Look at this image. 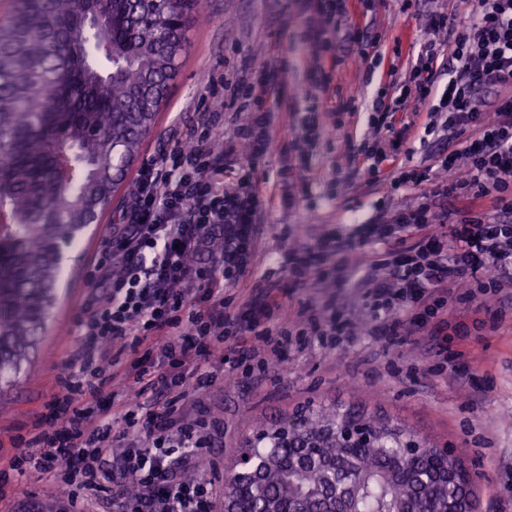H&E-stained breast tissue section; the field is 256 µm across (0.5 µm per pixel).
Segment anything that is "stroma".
<instances>
[{"label":"stroma","mask_w":512,"mask_h":512,"mask_svg":"<svg viewBox=\"0 0 512 512\" xmlns=\"http://www.w3.org/2000/svg\"><path fill=\"white\" fill-rule=\"evenodd\" d=\"M369 3L356 21L376 38L370 53L382 62L369 66L346 30L337 32L331 102L339 104L355 89L361 93L360 106L337 112L334 129L302 146L299 159L318 175V183L294 207L278 202L263 209L247 270L225 291L238 306L269 288L289 316L315 312L351 323L354 334L321 341L293 338L269 357L264 372L251 375L238 370V354L233 343H226L212 359L215 378L204 394L212 415L224 421V437L215 441L211 458L219 467L231 465L256 423L278 422L307 402L354 406L386 413L434 445L453 447L466 468L480 475L477 512H512V299L467 296L447 304L435 334L384 340L362 296L337 272L335 260L324 262L319 288L301 286L288 271L290 249L319 251L336 235L355 231L358 221L417 205L428 191L422 185L389 195L373 182L370 162L361 155L371 131L365 106L387 81L389 62L407 73L426 36L427 15L450 6L448 0H420L406 11L401 0ZM200 11L206 20L188 34L167 105L143 144V157L172 143L175 132L198 121L201 113L221 110L220 97L207 83L211 74L254 66L278 45L290 47L280 77L285 94L299 100L305 96L311 23L307 0H201ZM429 109L420 104L404 144L412 166L430 165L431 155L443 147L465 145L461 139L450 142L426 134ZM133 186V175H126L96 234L64 251L56 301L35 348L15 382L0 390L8 405L0 414L2 451H10L12 438L25 433L43 412L56 377L80 345L73 319L96 293L88 271L102 249L107 224L119 221ZM475 347L486 350V361H471L469 352Z\"/></svg>","instance_id":"1"}]
</instances>
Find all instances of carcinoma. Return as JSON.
<instances>
[{"instance_id":"carcinoma-1","label":"carcinoma","mask_w":512,"mask_h":512,"mask_svg":"<svg viewBox=\"0 0 512 512\" xmlns=\"http://www.w3.org/2000/svg\"><path fill=\"white\" fill-rule=\"evenodd\" d=\"M198 0H11L0 21V384L35 345L72 246L137 160ZM364 426L374 444L343 440ZM377 413L308 405L259 425L224 474V512H444L461 461Z\"/></svg>"}]
</instances>
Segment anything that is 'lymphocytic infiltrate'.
<instances>
[{
    "label": "lymphocytic infiltrate",
    "mask_w": 512,
    "mask_h": 512,
    "mask_svg": "<svg viewBox=\"0 0 512 512\" xmlns=\"http://www.w3.org/2000/svg\"><path fill=\"white\" fill-rule=\"evenodd\" d=\"M316 21L310 37L306 79L311 103L302 127L306 138L326 133L332 109L326 97L333 72L321 63L341 25L350 23L348 0H308ZM429 39L420 43L397 96L380 88L372 110L380 117L427 102L463 150L440 154L436 166L403 168L379 183L386 192L435 183V195L470 194L490 199L492 210L460 216L429 203L372 219L363 235L337 236L330 244L339 269L363 290L374 321L391 335H412L403 318L417 310L424 322L441 317L473 276L483 286L501 287L512 269V0H455L451 13L427 16ZM448 60V82L436 86L440 58ZM257 77L221 74L216 79L224 107L245 113L232 141L224 139L221 114L186 128L173 145L160 147L139 170L121 223L110 225L105 248L89 278L108 293L85 305L74 325L81 347L58 376L44 413L0 455V499L17 474L42 475L46 491L67 486L60 512H87L89 501L110 493L120 512H221L217 479L186 478L187 469L207 461L209 424L202 391L213 375L210 360L228 338L242 341L248 358L265 357L291 337L343 336L345 326L311 314L288 320L271 294L240 308L224 297L250 260L256 216L272 198L261 180L230 183L228 171L242 160L259 163L271 151L272 104L299 111L286 100L279 70L264 61ZM423 230L405 259L385 272L354 266L352 256L388 237L393 229ZM223 240V251L212 248ZM139 350L123 372L112 371L115 353ZM149 393L163 395L156 406ZM124 396L123 429L113 434L112 406ZM121 479L101 483L104 464ZM137 490L129 492L128 477Z\"/></svg>",
    "instance_id": "lymphocytic-infiltrate-1"
}]
</instances>
